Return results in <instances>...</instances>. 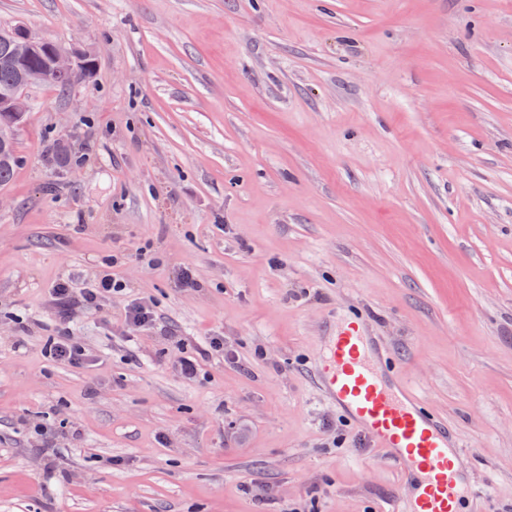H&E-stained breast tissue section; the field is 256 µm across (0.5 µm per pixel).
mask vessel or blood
<instances>
[{"label":"vessel or blood","instance_id":"vessel-or-blood-1","mask_svg":"<svg viewBox=\"0 0 512 512\" xmlns=\"http://www.w3.org/2000/svg\"><path fill=\"white\" fill-rule=\"evenodd\" d=\"M319 376L327 399L415 481L414 496L398 502L394 512H463L473 489L461 470L458 445L404 381L383 372L359 319H348L329 337Z\"/></svg>","mask_w":512,"mask_h":512}]
</instances>
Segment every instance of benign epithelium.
<instances>
[{"mask_svg":"<svg viewBox=\"0 0 512 512\" xmlns=\"http://www.w3.org/2000/svg\"><path fill=\"white\" fill-rule=\"evenodd\" d=\"M0 64L20 74L17 87L0 94V114L20 120L28 112L27 90L48 78L73 74L80 67V57L76 50L62 49L18 26L11 48L0 57Z\"/></svg>","mask_w":512,"mask_h":512,"instance_id":"1","label":"benign epithelium"}]
</instances>
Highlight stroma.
Wrapping results in <instances>:
<instances>
[{"label":"stroma","mask_w":512,"mask_h":512,"mask_svg":"<svg viewBox=\"0 0 512 512\" xmlns=\"http://www.w3.org/2000/svg\"><path fill=\"white\" fill-rule=\"evenodd\" d=\"M18 23L95 70L29 88L0 186V512H390L411 485L317 376L354 314L471 512H512V0H0ZM115 255L71 325L96 365L51 362V288ZM124 321L138 327L154 328L157 325L158 316L154 304L143 298L132 299L124 308ZM177 361V370L181 376L187 379H194L202 370V364L212 360L224 359V339L220 336H209L203 345L193 353L181 351Z\"/></svg>","instance_id":"35a3bbf8"}]
</instances>
